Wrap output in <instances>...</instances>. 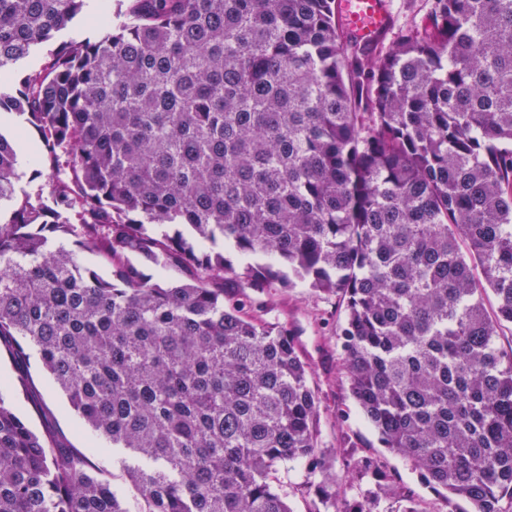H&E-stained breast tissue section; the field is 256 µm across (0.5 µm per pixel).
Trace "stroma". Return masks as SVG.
Wrapping results in <instances>:
<instances>
[{
  "label": "stroma",
  "mask_w": 512,
  "mask_h": 512,
  "mask_svg": "<svg viewBox=\"0 0 512 512\" xmlns=\"http://www.w3.org/2000/svg\"><path fill=\"white\" fill-rule=\"evenodd\" d=\"M263 299L269 305L268 320L285 324L295 331L302 355L312 369V380L321 397V447L337 451L342 433H349L357 440L355 455L381 457L394 480L408 487L427 504H436V492L411 470L402 456L382 448L376 432L348 396L340 378L342 355L335 336L336 323L343 317L342 302L335 297L315 294L301 284L291 289H269ZM27 369L38 397L50 411L49 418H41L25 393H16L15 409L30 427L39 432L44 424H51L63 445L84 452L101 446V439L83 426L65 396L54 389L37 358H30Z\"/></svg>",
  "instance_id": "35a3bbf8"
}]
</instances>
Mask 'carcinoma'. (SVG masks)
Returning <instances> with one entry per match:
<instances>
[{"label":"carcinoma","instance_id":"1","mask_svg":"<svg viewBox=\"0 0 512 512\" xmlns=\"http://www.w3.org/2000/svg\"><path fill=\"white\" fill-rule=\"evenodd\" d=\"M87 2L0 0V73ZM101 25L0 86L52 182L20 186L0 131V352L38 356L135 497L15 413L20 369L0 512H293L272 475L296 462L321 472L310 512H512V0H434L384 52L336 0H117ZM228 278L343 297L342 382L436 510L349 439L347 478L374 487L326 475L294 331L226 303Z\"/></svg>","mask_w":512,"mask_h":512}]
</instances>
